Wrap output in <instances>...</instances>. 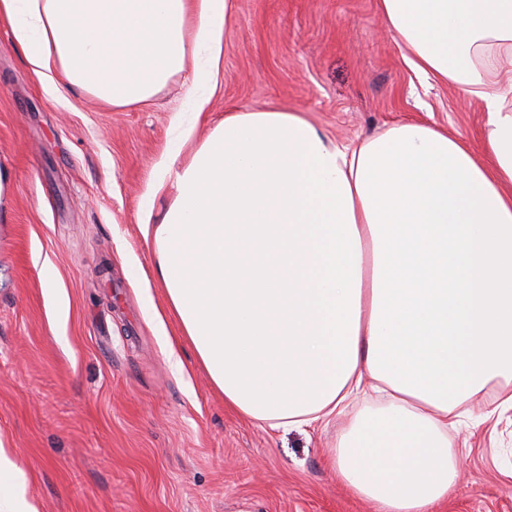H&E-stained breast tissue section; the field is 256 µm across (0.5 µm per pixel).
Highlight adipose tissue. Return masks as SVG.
Returning a JSON list of instances; mask_svg holds the SVG:
<instances>
[{
    "instance_id": "1",
    "label": "adipose tissue",
    "mask_w": 512,
    "mask_h": 512,
    "mask_svg": "<svg viewBox=\"0 0 512 512\" xmlns=\"http://www.w3.org/2000/svg\"><path fill=\"white\" fill-rule=\"evenodd\" d=\"M232 0H0L33 72L125 107L190 71L194 113ZM407 61L483 108L490 165L446 130L403 123L357 148L294 112L225 114L181 160L177 127L142 199L157 274L224 403L272 429L346 422L332 453L378 512L454 491L448 428L512 377V0H379ZM380 405L350 414L357 390ZM0 512H40L0 444Z\"/></svg>"
}]
</instances>
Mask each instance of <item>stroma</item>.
<instances>
[{
    "mask_svg": "<svg viewBox=\"0 0 512 512\" xmlns=\"http://www.w3.org/2000/svg\"><path fill=\"white\" fill-rule=\"evenodd\" d=\"M189 85L174 74L124 108L52 91L0 20V440L41 512H376L330 460L339 422L272 430L229 410L168 307L141 226L161 223L175 188L147 214L141 195ZM243 110L298 113L344 146L435 125L483 153L481 106L405 59L378 0H232L183 156ZM47 261L68 300L63 326ZM511 386L491 382L449 431L461 465L436 512H512V409L493 407Z\"/></svg>",
    "mask_w": 512,
    "mask_h": 512,
    "instance_id": "1",
    "label": "stroma"
}]
</instances>
